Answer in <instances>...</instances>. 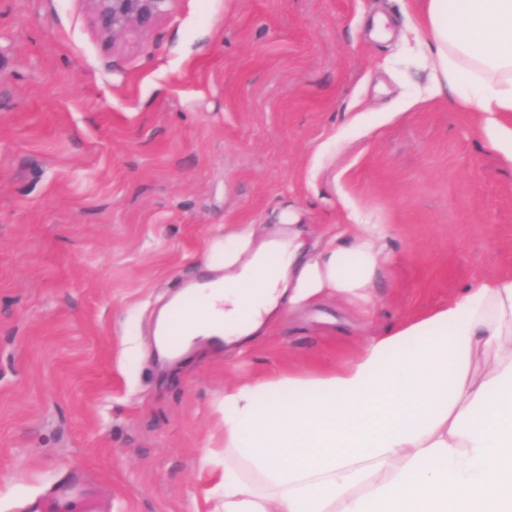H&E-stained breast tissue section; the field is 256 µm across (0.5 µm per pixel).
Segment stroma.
<instances>
[{
	"label": "stroma",
	"mask_w": 512,
	"mask_h": 512,
	"mask_svg": "<svg viewBox=\"0 0 512 512\" xmlns=\"http://www.w3.org/2000/svg\"><path fill=\"white\" fill-rule=\"evenodd\" d=\"M427 0H173L103 34L90 0H0V512L61 484L101 512H207L225 388L344 364L512 273V165L431 92ZM390 224L372 296L280 305L160 360L180 283L295 231ZM214 452L210 471L201 459Z\"/></svg>",
	"instance_id": "35a3bbf8"
}]
</instances>
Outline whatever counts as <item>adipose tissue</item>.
<instances>
[{
	"label": "adipose tissue",
	"instance_id": "1",
	"mask_svg": "<svg viewBox=\"0 0 512 512\" xmlns=\"http://www.w3.org/2000/svg\"><path fill=\"white\" fill-rule=\"evenodd\" d=\"M436 87L460 89L512 164V0H427ZM387 224L350 225L308 261L276 241L197 288L199 336L257 331L281 298L368 299ZM293 292H286L287 282ZM213 512H512V274L470 282L430 315L368 337L343 365L224 391Z\"/></svg>",
	"mask_w": 512,
	"mask_h": 512
}]
</instances>
